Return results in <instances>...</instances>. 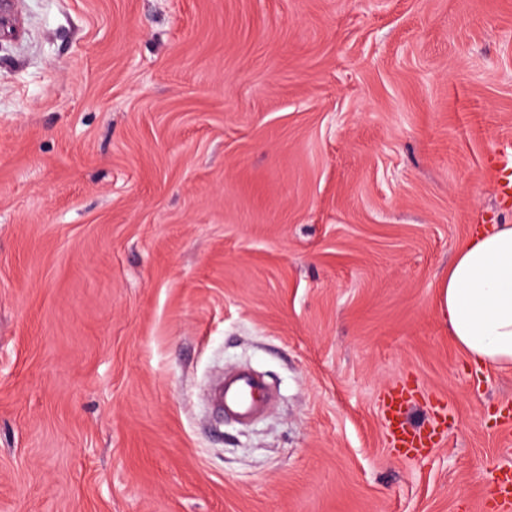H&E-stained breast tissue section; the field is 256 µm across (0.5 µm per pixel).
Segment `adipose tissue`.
Wrapping results in <instances>:
<instances>
[{"mask_svg":"<svg viewBox=\"0 0 512 512\" xmlns=\"http://www.w3.org/2000/svg\"><path fill=\"white\" fill-rule=\"evenodd\" d=\"M453 340L479 368L512 364V224L475 232L439 285Z\"/></svg>","mask_w":512,"mask_h":512,"instance_id":"1","label":"adipose tissue"}]
</instances>
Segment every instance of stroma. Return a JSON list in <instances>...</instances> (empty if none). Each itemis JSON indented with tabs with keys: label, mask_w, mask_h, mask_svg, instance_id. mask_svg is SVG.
Returning <instances> with one entry per match:
<instances>
[{
	"label": "stroma",
	"mask_w": 512,
	"mask_h": 512,
	"mask_svg": "<svg viewBox=\"0 0 512 512\" xmlns=\"http://www.w3.org/2000/svg\"><path fill=\"white\" fill-rule=\"evenodd\" d=\"M0 512H476L512 367L439 283L512 224V0H12ZM247 367L275 399L211 407ZM449 405L408 460L383 396ZM494 159L497 172V193L504 204L510 205L512 200V145L508 143L497 148Z\"/></svg>",
	"instance_id": "1"
}]
</instances>
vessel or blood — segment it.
<instances>
[{"instance_id":"1","label":"vessel or blood","mask_w":512,"mask_h":512,"mask_svg":"<svg viewBox=\"0 0 512 512\" xmlns=\"http://www.w3.org/2000/svg\"><path fill=\"white\" fill-rule=\"evenodd\" d=\"M497 193L503 203L512 202V149L500 146L496 150ZM266 386L263 379L246 373L229 372L224 383L213 395L214 405L225 416L248 420L263 407ZM413 392L401 386L392 389L382 406V418L392 449L411 459L424 457L427 449L437 447L447 436L448 413L445 402H431V415L422 425L413 424L409 417ZM493 498L481 503L482 512H512V467L494 468L491 478Z\"/></svg>"}]
</instances>
